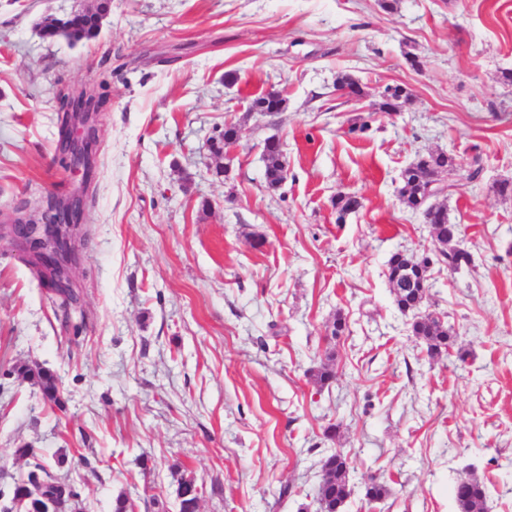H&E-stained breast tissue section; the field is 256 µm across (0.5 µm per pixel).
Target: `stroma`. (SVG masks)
<instances>
[{
    "instance_id": "stroma-1",
    "label": "stroma",
    "mask_w": 512,
    "mask_h": 512,
    "mask_svg": "<svg viewBox=\"0 0 512 512\" xmlns=\"http://www.w3.org/2000/svg\"><path fill=\"white\" fill-rule=\"evenodd\" d=\"M94 5L0 0V212L79 181L56 151L59 91L107 101L68 308L0 231V507L33 448L86 512L121 493L134 512H178L184 474L200 512H317L321 460L340 448L341 512H457L473 477L487 512H512V196L494 190L512 181V0H112L96 40L43 37L45 18ZM342 73L361 101L337 91ZM389 85L411 96L378 111ZM269 90L285 110L251 112ZM228 122L240 139L222 177L210 143ZM271 136L289 169L274 191ZM430 151L468 162L440 202L471 262L432 264L422 306L461 360L428 355L385 276L392 253L435 249L399 200ZM341 192L362 199L342 222ZM327 360L320 389L308 372ZM24 366L58 377L63 408ZM374 478L389 493L370 507Z\"/></svg>"
}]
</instances>
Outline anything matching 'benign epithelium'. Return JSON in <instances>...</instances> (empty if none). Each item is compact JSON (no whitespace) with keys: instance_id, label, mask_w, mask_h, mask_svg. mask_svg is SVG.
I'll return each instance as SVG.
<instances>
[{"instance_id":"7a95c632","label":"benign epithelium","mask_w":512,"mask_h":512,"mask_svg":"<svg viewBox=\"0 0 512 512\" xmlns=\"http://www.w3.org/2000/svg\"><path fill=\"white\" fill-rule=\"evenodd\" d=\"M102 108L100 98L77 95L67 112L62 114L57 152L63 164L81 176L79 188L67 198L55 201L51 209L23 220L14 218L10 222L12 237L25 246L45 273L47 287L62 289L69 294L72 293L69 270L75 261L73 234L84 223L87 185L91 182L93 156L97 147L94 118Z\"/></svg>"}]
</instances>
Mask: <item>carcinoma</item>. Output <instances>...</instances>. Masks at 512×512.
Returning a JSON list of instances; mask_svg holds the SVG:
<instances>
[{
  "label": "carcinoma",
  "mask_w": 512,
  "mask_h": 512,
  "mask_svg": "<svg viewBox=\"0 0 512 512\" xmlns=\"http://www.w3.org/2000/svg\"><path fill=\"white\" fill-rule=\"evenodd\" d=\"M99 33L100 24L96 14L86 11L75 13L65 20L50 18L43 28L44 36H61L72 43L92 40ZM265 162L268 188L277 189L285 180L283 154L279 142L270 139L266 141ZM454 165L455 159L445 152L419 156L404 169L402 186L399 189L400 200L406 208L413 211L423 210L426 222L432 226L437 260L446 264L451 271L469 263V254L457 244L460 228L448 221V208L445 205H427L425 201L426 188L432 177L448 172ZM360 206L361 202L356 195L339 194L334 201L337 220H344ZM430 264L431 258L428 256L417 259L401 252H395L389 258L387 280L399 311L414 312L423 305L429 288L427 273ZM412 332L425 343L430 356L446 355L463 359V353L457 346V336L433 314L416 318L412 322ZM330 360L332 357L329 356L327 361L310 370L313 383L321 388L335 378ZM31 377L43 398L51 402L57 399L59 387L53 373L39 369L31 374ZM348 470V456L340 450L329 453L321 460V478L315 494L318 512H340V508L351 494ZM30 490L43 495L64 492L72 497H80L74 486L54 478L44 465L38 462L14 479L12 495ZM178 491L179 512H198L200 492L196 480L181 477L178 481ZM486 499V486L476 478L461 481L455 487V500L459 512H484Z\"/></svg>",
  "instance_id": "obj_1"
}]
</instances>
